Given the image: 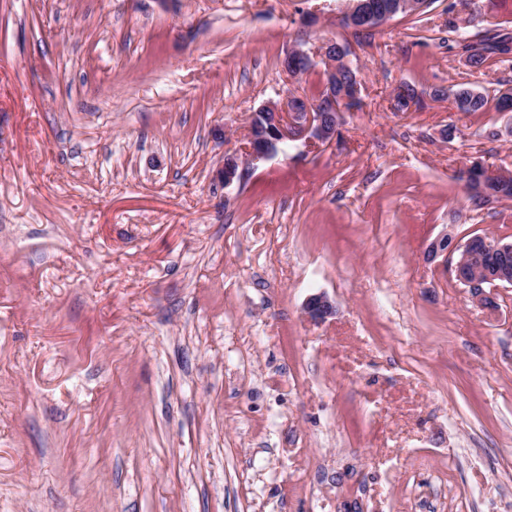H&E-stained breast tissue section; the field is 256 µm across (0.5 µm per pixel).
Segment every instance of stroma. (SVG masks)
<instances>
[{
    "instance_id": "stroma-1",
    "label": "stroma",
    "mask_w": 512,
    "mask_h": 512,
    "mask_svg": "<svg viewBox=\"0 0 512 512\" xmlns=\"http://www.w3.org/2000/svg\"><path fill=\"white\" fill-rule=\"evenodd\" d=\"M340 5L0 0V512H512V286L484 307L428 255L512 244L456 178L512 174V55L462 50L512 0L453 35L448 0L362 36ZM327 40L361 79L335 142L225 185ZM454 103L459 112H478L488 103V97L470 87H460L454 93ZM305 312L314 322H323L335 312V307L324 294L312 295L305 306Z\"/></svg>"
}]
</instances>
